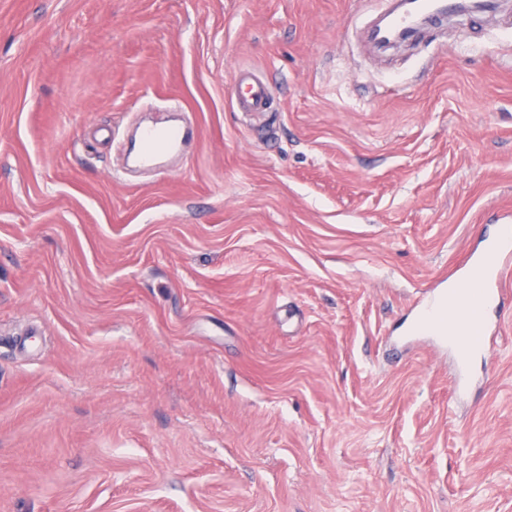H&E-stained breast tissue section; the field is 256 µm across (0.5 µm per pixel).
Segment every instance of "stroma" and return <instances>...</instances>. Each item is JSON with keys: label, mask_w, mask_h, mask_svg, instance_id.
<instances>
[{"label": "stroma", "mask_w": 512, "mask_h": 512, "mask_svg": "<svg viewBox=\"0 0 512 512\" xmlns=\"http://www.w3.org/2000/svg\"><path fill=\"white\" fill-rule=\"evenodd\" d=\"M386 6L0 0V512H512V293L466 402L414 333L512 225V14ZM454 0H412L411 13L406 14L402 8L389 16L388 23L394 28L410 26L412 16L422 14L429 22H441L448 16ZM233 89L236 107L241 112H269L273 97L267 80L241 69ZM194 132L192 128L157 123L140 127L135 140L134 163L154 170L160 168L164 159L179 151Z\"/></svg>", "instance_id": "stroma-1"}]
</instances>
